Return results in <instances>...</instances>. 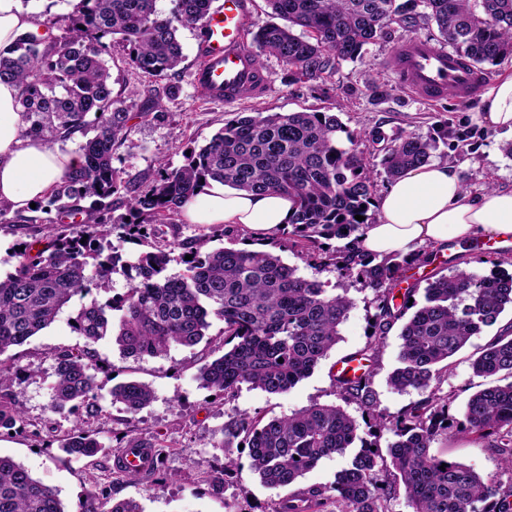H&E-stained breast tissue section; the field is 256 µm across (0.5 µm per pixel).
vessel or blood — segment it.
<instances>
[{"instance_id": "b4317fda", "label": "vessel or blood", "mask_w": 512, "mask_h": 512, "mask_svg": "<svg viewBox=\"0 0 512 512\" xmlns=\"http://www.w3.org/2000/svg\"><path fill=\"white\" fill-rule=\"evenodd\" d=\"M249 3L224 0L206 19L210 36L201 46L202 61L192 80L213 101L234 103L264 90V71L245 39L251 22ZM388 66L402 88L424 100L445 98L463 105L481 92L486 81L485 74L472 69L460 54L418 37L400 42ZM154 456L151 448H124L118 454L119 465L122 471L143 475Z\"/></svg>"}]
</instances>
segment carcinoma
<instances>
[{
    "label": "carcinoma",
    "mask_w": 512,
    "mask_h": 512,
    "mask_svg": "<svg viewBox=\"0 0 512 512\" xmlns=\"http://www.w3.org/2000/svg\"><path fill=\"white\" fill-rule=\"evenodd\" d=\"M173 2L168 17L157 11L156 0H76L70 37L58 41L28 33L0 49V80L17 85L22 135L50 144L78 132L87 136L79 149L81 163L66 168L46 203L36 204L39 215L16 212L8 219L9 207L0 205L1 224L45 225L39 247L19 243L15 272L0 280V354L26 343L68 306L79 335L90 343L108 337L123 356L136 359L162 355L173 344H200L215 319L224 323L223 352L199 368L201 385L226 397L242 384L286 393L328 357L354 307L348 289L336 293L285 263L275 249L289 243L317 272L334 271L371 289L375 312L365 347L352 357L364 373L334 379L340 403L313 404L268 421L243 413L224 424L222 434L247 448L251 471L264 484L285 489L323 458L361 442L333 484L294 491L271 512H311L332 498L340 512H386L385 502L399 488L413 512H512V484L505 489L470 466L430 452L441 436L469 434L498 449L512 470V336H498L471 362L475 376L503 374L510 382L473 393L461 421L449 413L450 398L442 393L448 361L512 308V274L441 275L427 283L420 304L410 301L418 292L415 284L396 294L405 267L431 264L437 251L422 247L408 257L380 259L360 249L375 189L356 149L357 136L336 115L258 112L228 122L207 145L190 150L181 167L159 171L148 189L129 199L126 214L113 216L112 197L122 183L113 160L120 149L133 148L129 122L151 112L145 107L133 116L122 107L113 96L105 56L118 36L132 69L161 80L177 74L185 59L178 29L207 32L213 0ZM267 2L272 21L259 28L253 42L259 53L278 57L297 83L322 78L338 61L363 57L366 46L383 39L392 25L409 29L418 18L433 22L441 40L482 71L512 61V0ZM450 138L464 141L447 122L437 139L412 133L392 139L382 148L380 165L393 180L427 162L438 140ZM211 180L247 192L288 195L295 205L290 224L260 244L222 229L241 238L238 248L211 250L207 234L181 238L176 217ZM128 245L143 250L132 254ZM173 260L185 265L183 272L168 273ZM118 272L129 279L124 293L105 301L93 295L107 290ZM400 320V366L388 383L397 392L417 390L423 398L392 414L380 409L371 384L385 339ZM53 357L52 408L59 412L79 403L98 411L94 354L64 349ZM111 397L135 415L153 392L128 380L112 387ZM350 404L360 416L347 412ZM20 421L11 399L0 395V429ZM383 430L395 437L385 456L371 450L370 441ZM61 448L83 457L102 451L78 423ZM388 463L396 471L393 482L380 478ZM0 512L65 508L22 464L0 457Z\"/></svg>",
    "instance_id": "obj_1"
}]
</instances>
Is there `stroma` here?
<instances>
[{
	"label": "stroma",
	"instance_id": "stroma-1",
	"mask_svg": "<svg viewBox=\"0 0 512 512\" xmlns=\"http://www.w3.org/2000/svg\"><path fill=\"white\" fill-rule=\"evenodd\" d=\"M20 4L38 29H50L57 37L68 35L72 0H20ZM179 37L185 60L175 79L178 91L173 96L166 95L165 82H152L129 68L121 45L112 49L109 65L114 95L129 111L137 112L152 84L163 109L157 118L132 120L129 139L134 147L119 151L113 161L130 190H146L159 170L180 167L187 149L205 146L224 123L241 113L258 110L330 112L338 115L351 132L360 134L377 128L391 138L413 133L429 139L448 121L465 133L467 140L459 149L439 145L434 159L460 168L470 192H479L488 184L512 187V157L503 150L512 142V134L478 125L473 119L478 101L463 106L445 99L424 102L398 87L386 62L394 47L405 39L402 30H394L390 37L369 45L363 58L338 62L331 74L317 82H290L280 59L264 55L261 61L268 76L265 92L227 105L213 102L191 81V73L200 62L198 30L180 29ZM486 246L478 261L467 243H457L441 251L434 264L408 270L407 275L422 286L428 278L449 274L455 266L485 275L493 271L512 273V256L497 254L494 239H487ZM349 294L355 306L340 328V339L310 376L284 394H269L245 384L229 400L212 397L197 379L210 349L223 342L222 322H212L205 343L192 348L175 346L161 357L134 359L123 357L107 339L87 344L72 328L71 309H64L27 343L0 354L1 361L18 367L7 393L24 417L23 425L0 431V456L20 462L35 478L55 489L66 512H90L88 494L92 491L112 503L136 500L143 512H270L272 504L285 496V489L262 484L249 468L246 450L235 441L222 444L219 431L225 422L245 412L272 418L315 403L336 402L335 364L365 346L373 312L372 290L353 283ZM505 325H512L511 310L501 315L498 325L474 337L450 360L442 389L451 398L453 413H460L475 391L490 386V379L473 376L470 363ZM399 346L398 331H391L377 358L372 384L381 408L391 413L420 398L419 392L399 393L387 383L398 365ZM85 347L91 348L98 359L100 410L92 415L81 409L53 411V353ZM129 379L148 384L154 393L150 405L135 416L113 402L110 395L113 386ZM77 421L102 444L103 453L75 458L62 451L61 441ZM145 435L160 439L162 469L151 476L126 477L115 470L114 457L128 438ZM432 451L441 458L469 465L482 475L512 480L497 449L487 443L442 438L434 443ZM230 459L236 465L229 469L225 463ZM219 475L224 478L220 489L215 486Z\"/></svg>",
	"mask_w": 512,
	"mask_h": 512
}]
</instances>
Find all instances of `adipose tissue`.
Wrapping results in <instances>:
<instances>
[{
  "instance_id": "1",
  "label": "adipose tissue",
  "mask_w": 512,
  "mask_h": 512,
  "mask_svg": "<svg viewBox=\"0 0 512 512\" xmlns=\"http://www.w3.org/2000/svg\"><path fill=\"white\" fill-rule=\"evenodd\" d=\"M15 84L0 81V202L24 211L43 198L80 157L63 155L43 140L21 135ZM475 117L491 129L512 130V73L498 75L480 97ZM379 218L361 237L366 252L408 254L472 237L512 235V188L468 192L459 170L432 160L410 168L388 186ZM294 203L275 193H250L217 182L186 202L192 224H236L260 238L289 224Z\"/></svg>"
}]
</instances>
